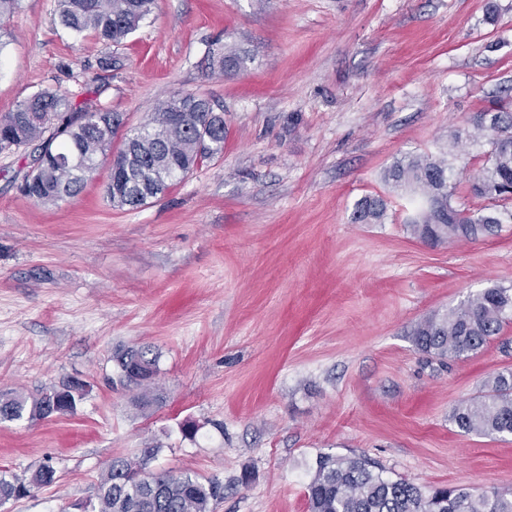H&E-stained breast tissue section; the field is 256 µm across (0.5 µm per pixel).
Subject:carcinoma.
Wrapping results in <instances>:
<instances>
[{"label": "carcinoma", "instance_id": "cac0c4a2", "mask_svg": "<svg viewBox=\"0 0 512 512\" xmlns=\"http://www.w3.org/2000/svg\"><path fill=\"white\" fill-rule=\"evenodd\" d=\"M155 0H57L60 23L77 35L91 31L110 46H119L153 12ZM250 57L235 52L212 58L220 71L234 74L246 68ZM54 118L61 124L47 132ZM120 116L106 107L73 103L56 90H41L0 117V153L40 142L36 166L22 185L24 195L39 204H56L78 194L100 159L112 156L106 198L114 207H137L139 190L158 195L224 149V117L194 93H177L145 122L150 133L134 128L112 149ZM468 139H486V163L470 173L471 190L493 203V208L460 218L450 190L452 167L448 156L406 155L384 173L394 188L420 192L425 203L407 224L413 235L433 245L476 240L500 225L512 222V104L479 113ZM387 211L381 197L359 200L351 220L380 224ZM512 322V285L494 284L470 296L459 307L424 318L413 332L422 352L440 359L467 358L500 334ZM114 360L119 382L139 390L138 404L149 405L157 376V355L147 346L131 347ZM90 384L65 380L37 395H1L0 422L41 420L77 413ZM451 420L464 434L512 435V369L496 373L480 395L457 405ZM146 459H116L101 477L92 512H214L224 499V484L201 481L188 473L173 475L146 471ZM58 479L49 462L24 478L0 470V504L51 485ZM309 512H512V492L475 494L465 488L438 487L424 491L404 479H392L364 457L322 453L307 485Z\"/></svg>", "mask_w": 512, "mask_h": 512}]
</instances>
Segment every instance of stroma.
<instances>
[{
    "instance_id": "stroma-1",
    "label": "stroma",
    "mask_w": 512,
    "mask_h": 512,
    "mask_svg": "<svg viewBox=\"0 0 512 512\" xmlns=\"http://www.w3.org/2000/svg\"><path fill=\"white\" fill-rule=\"evenodd\" d=\"M230 50L250 60L227 76L210 56ZM44 89L130 130L197 93L226 136L136 208L108 202L105 162L75 197L37 204L20 190L35 145L0 155V394L91 385L75 415L0 423V470L49 459L59 475L0 512H82L118 457L219 479L214 512H308L321 453L423 489L512 491V437L450 420L512 368V324L464 360L412 340L423 318L512 285V223L427 245L382 179L512 100V0H157L118 47L63 27L55 0H21L0 39V116ZM487 150L450 157L458 208L485 207L468 175ZM366 196L386 200L383 223H352ZM134 345L158 355L146 409L114 383Z\"/></svg>"
}]
</instances>
